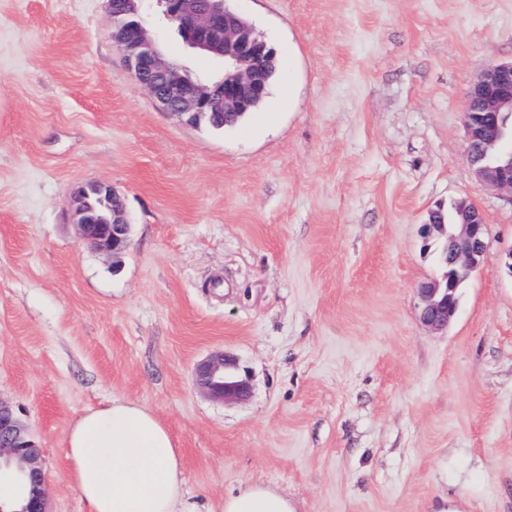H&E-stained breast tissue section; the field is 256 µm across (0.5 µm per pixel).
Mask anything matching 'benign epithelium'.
<instances>
[{
  "instance_id": "benign-epithelium-1",
  "label": "benign epithelium",
  "mask_w": 512,
  "mask_h": 512,
  "mask_svg": "<svg viewBox=\"0 0 512 512\" xmlns=\"http://www.w3.org/2000/svg\"><path fill=\"white\" fill-rule=\"evenodd\" d=\"M112 16L134 18L114 27L112 40L136 82L167 112L194 124L214 116L242 115L268 94L276 51L227 2L200 10L195 0H156L158 21L175 25L183 43L224 63L218 90L192 76L187 67L166 60L144 18L143 0H118ZM466 158L477 182L512 202V62L488 65L467 90ZM78 239L114 259L128 248L131 225L123 201L109 185L77 184L72 189ZM453 222L442 210L429 212L424 234L443 247L448 271L418 289L420 321L431 331L448 328L458 311L456 292L478 270L486 254L488 224L468 198L452 201ZM195 381L200 393L224 403L249 399L248 379L236 372L234 356L217 351L199 361ZM29 484L32 496L22 511L0 501V512H48L46 472L40 448L27 438L22 419L0 400V483Z\"/></svg>"
}]
</instances>
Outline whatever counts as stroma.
<instances>
[{"mask_svg":"<svg viewBox=\"0 0 512 512\" xmlns=\"http://www.w3.org/2000/svg\"><path fill=\"white\" fill-rule=\"evenodd\" d=\"M277 51L263 104L216 131L163 111L107 0H0V399L42 450L51 512H86L66 435L115 398L170 432L190 512L250 483L298 512H512V203L464 153L469 83L512 61V0H232ZM151 34L202 81L219 72ZM131 224L120 270L82 245L71 188ZM471 199L480 269L447 331L422 229ZM234 355L252 394L201 395ZM195 381L202 395L225 404L245 402L251 395L248 379L236 372L235 357L223 350L197 363Z\"/></svg>","mask_w":512,"mask_h":512,"instance_id":"obj_1","label":"stroma"}]
</instances>
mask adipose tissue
I'll return each instance as SVG.
<instances>
[{
  "instance_id": "adipose-tissue-1",
  "label": "adipose tissue",
  "mask_w": 512,
  "mask_h": 512,
  "mask_svg": "<svg viewBox=\"0 0 512 512\" xmlns=\"http://www.w3.org/2000/svg\"><path fill=\"white\" fill-rule=\"evenodd\" d=\"M70 478L88 512H188L182 470L167 428L134 400L80 414L66 438ZM221 512H294L288 497L261 483L226 497Z\"/></svg>"
}]
</instances>
